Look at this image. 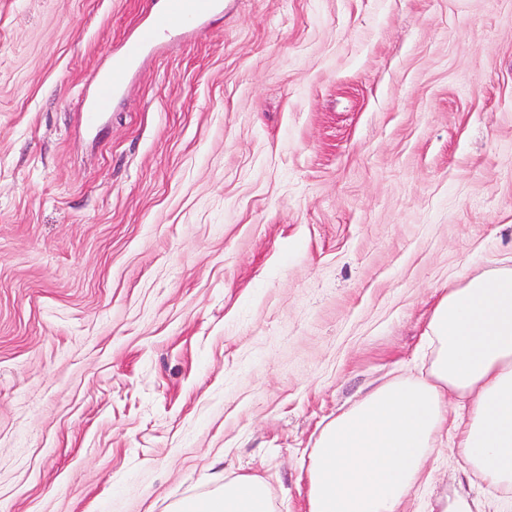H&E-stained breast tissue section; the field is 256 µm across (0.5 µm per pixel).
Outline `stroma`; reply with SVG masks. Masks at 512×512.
Segmentation results:
<instances>
[{
	"instance_id": "stroma-1",
	"label": "stroma",
	"mask_w": 512,
	"mask_h": 512,
	"mask_svg": "<svg viewBox=\"0 0 512 512\" xmlns=\"http://www.w3.org/2000/svg\"><path fill=\"white\" fill-rule=\"evenodd\" d=\"M146 0H0V512H170L426 377L512 268V0H221L98 81ZM466 492L451 451L412 512Z\"/></svg>"
}]
</instances>
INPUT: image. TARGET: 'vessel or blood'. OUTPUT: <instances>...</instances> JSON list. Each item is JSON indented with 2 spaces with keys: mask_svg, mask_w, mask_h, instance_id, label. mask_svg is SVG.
<instances>
[{
  "mask_svg": "<svg viewBox=\"0 0 512 512\" xmlns=\"http://www.w3.org/2000/svg\"><path fill=\"white\" fill-rule=\"evenodd\" d=\"M218 5L219 0H163L150 22L139 30L134 44L128 46L125 54L113 59L112 71L102 78L88 111L89 116L110 110L114 93L123 87L127 79L129 61L140 48L153 44L160 32L174 28L188 18H204Z\"/></svg>",
  "mask_w": 512,
  "mask_h": 512,
  "instance_id": "1",
  "label": "vessel or blood"
}]
</instances>
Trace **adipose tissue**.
Returning <instances> with one entry per match:
<instances>
[{
    "label": "adipose tissue",
    "mask_w": 512,
    "mask_h": 512,
    "mask_svg": "<svg viewBox=\"0 0 512 512\" xmlns=\"http://www.w3.org/2000/svg\"><path fill=\"white\" fill-rule=\"evenodd\" d=\"M426 338L435 351L427 379L376 386L323 428L307 465V512H406L410 494L431 485L447 440L482 480L512 488V269L445 291ZM171 512L273 507L266 482L242 475Z\"/></svg>",
    "instance_id": "ef3b65f1"
}]
</instances>
